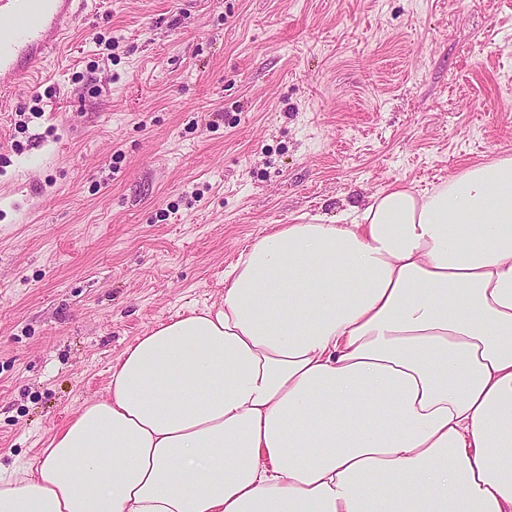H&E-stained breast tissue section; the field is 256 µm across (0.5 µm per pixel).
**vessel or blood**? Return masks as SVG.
<instances>
[{"mask_svg": "<svg viewBox=\"0 0 512 512\" xmlns=\"http://www.w3.org/2000/svg\"><path fill=\"white\" fill-rule=\"evenodd\" d=\"M86 0H0V90L34 82Z\"/></svg>", "mask_w": 512, "mask_h": 512, "instance_id": "obj_1", "label": "vessel or blood"}]
</instances>
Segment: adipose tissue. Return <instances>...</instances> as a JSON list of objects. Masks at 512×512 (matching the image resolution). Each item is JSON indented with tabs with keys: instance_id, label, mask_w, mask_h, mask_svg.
<instances>
[{
	"instance_id": "1",
	"label": "adipose tissue",
	"mask_w": 512,
	"mask_h": 512,
	"mask_svg": "<svg viewBox=\"0 0 512 512\" xmlns=\"http://www.w3.org/2000/svg\"><path fill=\"white\" fill-rule=\"evenodd\" d=\"M0 512H512V154L272 226Z\"/></svg>"
}]
</instances>
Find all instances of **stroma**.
<instances>
[{
  "label": "stroma",
  "mask_w": 512,
  "mask_h": 512,
  "mask_svg": "<svg viewBox=\"0 0 512 512\" xmlns=\"http://www.w3.org/2000/svg\"><path fill=\"white\" fill-rule=\"evenodd\" d=\"M512 152V0H88L0 101V465L275 224Z\"/></svg>",
  "instance_id": "stroma-1"
}]
</instances>
